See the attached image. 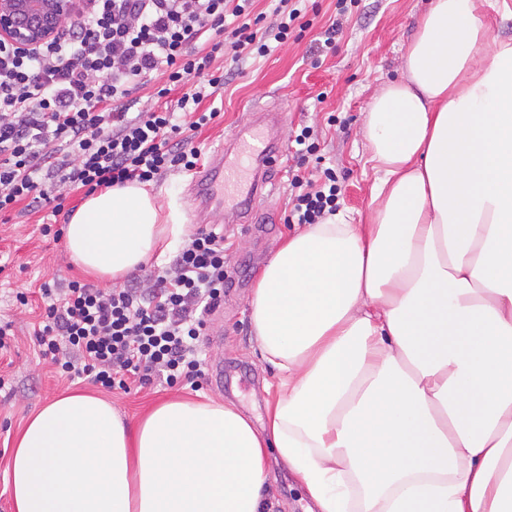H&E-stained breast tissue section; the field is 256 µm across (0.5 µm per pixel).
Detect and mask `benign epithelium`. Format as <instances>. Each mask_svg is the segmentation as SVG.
Masks as SVG:
<instances>
[{
	"instance_id": "benign-epithelium-1",
	"label": "benign epithelium",
	"mask_w": 512,
	"mask_h": 512,
	"mask_svg": "<svg viewBox=\"0 0 512 512\" xmlns=\"http://www.w3.org/2000/svg\"><path fill=\"white\" fill-rule=\"evenodd\" d=\"M80 0H0V39L30 51L56 36Z\"/></svg>"
}]
</instances>
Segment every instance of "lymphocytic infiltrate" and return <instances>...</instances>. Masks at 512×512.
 <instances>
[{"label": "lymphocytic infiltrate", "mask_w": 512, "mask_h": 512, "mask_svg": "<svg viewBox=\"0 0 512 512\" xmlns=\"http://www.w3.org/2000/svg\"><path fill=\"white\" fill-rule=\"evenodd\" d=\"M289 2L279 0L286 12L276 28L230 29L227 16L246 11L231 0H82L37 52L0 41V213L26 202L58 214L73 192L194 170L200 153L192 140L216 117L201 105L225 84L213 67L219 46L203 38L227 32L236 61L267 55L300 16ZM150 74L162 83L158 97L181 90L176 111L138 108L135 92ZM292 186L286 223L319 224L335 214L332 169L295 175ZM227 250L223 233L201 229L144 282L43 284L41 356L60 375L107 390L195 383L203 375L204 315L224 300Z\"/></svg>", "instance_id": "obj_1"}]
</instances>
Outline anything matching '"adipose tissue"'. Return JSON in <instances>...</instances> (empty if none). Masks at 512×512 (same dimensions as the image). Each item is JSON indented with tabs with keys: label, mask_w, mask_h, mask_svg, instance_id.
I'll use <instances>...</instances> for the list:
<instances>
[{
	"label": "adipose tissue",
	"mask_w": 512,
	"mask_h": 512,
	"mask_svg": "<svg viewBox=\"0 0 512 512\" xmlns=\"http://www.w3.org/2000/svg\"><path fill=\"white\" fill-rule=\"evenodd\" d=\"M363 134L368 215L291 233L253 290L266 422L177 399L130 432L104 399L53 398L12 454L16 512H269L274 459L312 512H512V38L478 0H430ZM185 233L136 184L65 229L111 281ZM481 13L491 23L492 35L497 37H512V18L503 19L502 11H498L484 0Z\"/></svg>",
	"instance_id": "adipose-tissue-1"
}]
</instances>
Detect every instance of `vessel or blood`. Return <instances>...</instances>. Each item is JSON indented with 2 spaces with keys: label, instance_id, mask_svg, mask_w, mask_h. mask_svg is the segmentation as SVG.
<instances>
[{
  "label": "vessel or blood",
  "instance_id": "obj_1",
  "mask_svg": "<svg viewBox=\"0 0 512 512\" xmlns=\"http://www.w3.org/2000/svg\"><path fill=\"white\" fill-rule=\"evenodd\" d=\"M282 151L280 138L264 116L254 117L217 148L207 166L191 179L195 218L223 205L225 197L232 193L237 197L238 223H251L265 187L259 175L276 166Z\"/></svg>",
  "mask_w": 512,
  "mask_h": 512
}]
</instances>
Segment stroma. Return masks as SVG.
<instances>
[{"label":"stroma","instance_id":"obj_1","mask_svg":"<svg viewBox=\"0 0 512 512\" xmlns=\"http://www.w3.org/2000/svg\"><path fill=\"white\" fill-rule=\"evenodd\" d=\"M428 2L357 0L343 11L337 0H300V20L306 25L301 37H289L284 44L271 43L266 56L240 64L233 80L204 100L205 109L217 112L213 122L193 139L205 159L250 121L253 109L285 114L278 128L283 154L269 174L254 223H235L228 210L212 211L208 218L209 224L223 226L231 245L224 303L220 314L206 318L204 347L207 365L224 368L223 386H216L207 376L195 389L181 383L134 387L125 392L58 377L39 358L35 346L33 325L39 320V308L16 313L15 296L24 290L36 291L54 279L79 278L63 241L37 231L41 224L65 227L67 219L54 217L48 206L35 213L15 210L0 214V259L6 261L5 268L0 269V316L14 317L16 333L11 353L0 357V375L8 380L0 390V512H15L9 465L18 435L27 419L53 396L74 390L98 394L131 426L153 405L168 399L231 404L254 424L265 422L278 375L257 349L250 299L275 246L294 230L284 221L296 167L293 138L302 128H310L319 143L320 156L308 158L306 168L319 164L333 169L340 189L338 210L355 217L366 215L370 188L379 172L360 130L368 105L384 79L399 76L401 54ZM335 20L342 23L336 47L322 48L321 34ZM190 179V173L173 170L148 184L147 189L160 203L174 204L185 215L191 207ZM270 502L271 512H307L312 504L298 478L283 465L272 470Z\"/></svg>","mask_w":512,"mask_h":512}]
</instances>
